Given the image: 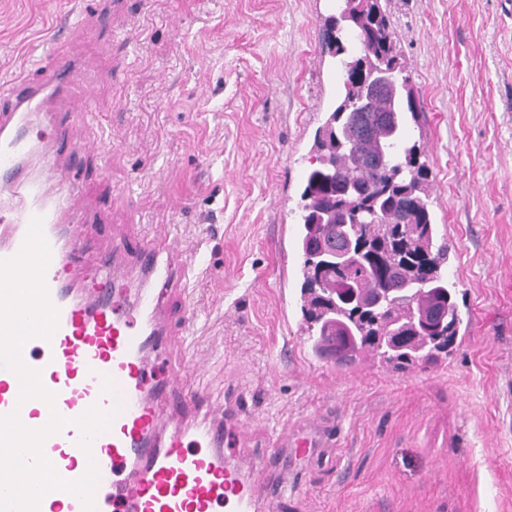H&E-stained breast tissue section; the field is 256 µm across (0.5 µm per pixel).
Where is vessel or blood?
<instances>
[{
  "label": "vessel or blood",
  "instance_id": "vessel-or-blood-1",
  "mask_svg": "<svg viewBox=\"0 0 512 512\" xmlns=\"http://www.w3.org/2000/svg\"><path fill=\"white\" fill-rule=\"evenodd\" d=\"M122 2L81 0L79 11L107 23ZM76 67L70 56L53 50L47 61L0 86V259L15 256L31 219L43 217L50 248L44 284L58 311L51 337L29 339L22 348L25 364L39 371L53 402L20 400L16 375L0 369V415L18 411L33 430L44 427L52 414L66 418V426L44 440L42 451L67 481L79 480L89 464H96L95 512H284L295 477L279 459L307 456L312 439L281 427L260 464L247 468L224 446L226 435L246 436L237 410L194 397L178 407V421L158 410L168 386L205 370L191 355L159 380L148 363L149 353L164 346L168 317L161 299L183 280L187 251L159 232L134 253L120 247L98 257L80 233L72 210L78 186L59 158L67 147L87 153L99 146L83 140L68 119L69 113L90 111L94 98L92 86L73 88ZM92 261L103 275L90 295L69 273L75 263ZM107 377L115 395L102 391ZM118 396L124 401L119 411L114 408ZM93 406L116 416L110 430L86 450L73 420ZM39 512L85 508L78 496L53 489L42 497Z\"/></svg>",
  "mask_w": 512,
  "mask_h": 512
}]
</instances>
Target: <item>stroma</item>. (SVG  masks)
<instances>
[{"label": "stroma", "mask_w": 512, "mask_h": 512, "mask_svg": "<svg viewBox=\"0 0 512 512\" xmlns=\"http://www.w3.org/2000/svg\"><path fill=\"white\" fill-rule=\"evenodd\" d=\"M420 108L432 209L469 342L404 371L339 368L305 342L298 205L316 130L342 97L336 0H126L61 41L80 58L99 152L73 204L98 251L165 231L194 247L158 366L236 402L249 448L320 417L293 512H512V0H383ZM69 0H0V82L44 57Z\"/></svg>", "instance_id": "stroma-1"}]
</instances>
